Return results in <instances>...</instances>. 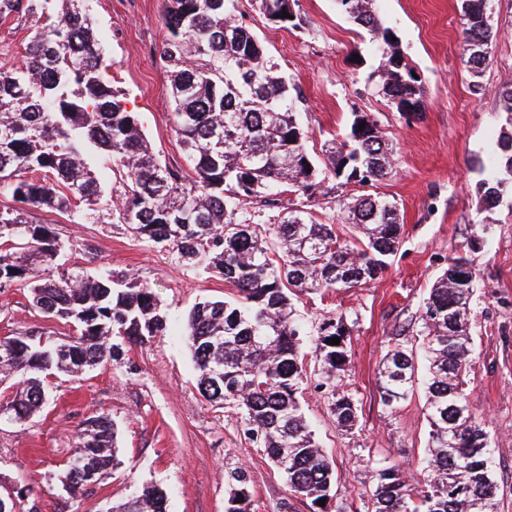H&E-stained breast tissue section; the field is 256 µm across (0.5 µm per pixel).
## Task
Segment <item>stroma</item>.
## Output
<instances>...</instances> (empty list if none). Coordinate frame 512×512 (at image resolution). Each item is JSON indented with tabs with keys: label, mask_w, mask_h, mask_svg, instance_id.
Wrapping results in <instances>:
<instances>
[{
	"label": "stroma",
	"mask_w": 512,
	"mask_h": 512,
	"mask_svg": "<svg viewBox=\"0 0 512 512\" xmlns=\"http://www.w3.org/2000/svg\"><path fill=\"white\" fill-rule=\"evenodd\" d=\"M375 12L398 36L405 60L420 74L425 112L408 123L378 91L371 73L382 50L335 0H295L305 22L282 28L266 21L256 0H240L237 19L263 41L270 60L290 78L307 145L317 162L333 138L350 131L354 113L374 115L393 146V168L374 187L348 184L321 196L317 219L345 226L340 196L380 194L397 201L402 243L390 267L372 283L310 294L295 306L308 325L328 315L357 316L351 365L342 376L357 394L358 422L336 425L320 367L306 361L298 394L314 437L336 471V491L324 512H366L372 461L397 466L423 480L430 426L424 393L416 391L388 415L378 390L381 360L395 336L409 327L450 258L468 254L477 273L469 318L475 362L467 376L471 407L491 437L498 484L497 512H512V185L494 205L484 203L483 182L501 138L512 137V114L499 94L512 87V0H490L495 38L491 59L473 77L464 50L462 0H373ZM95 35L127 107L136 113L160 162L192 170L174 131L170 82L160 56L168 0H90ZM30 21H0V66L19 63L34 35ZM81 244L65 251L61 268L128 272L147 282L169 322L166 335L128 348L121 362L83 374L48 378L43 407L23 423L0 421V491L16 492L15 512H111L156 486L167 512H224L225 470L244 464L251 477L252 512H313L294 493L262 449L245 438L236 410L209 402L183 334L192 307L221 300L232 290L219 277L183 266L177 253L134 240L123 225L73 224L67 215L35 210ZM26 332L68 340L65 321L45 317L26 291L0 292V336ZM103 414L117 427L120 463L89 491L72 494L63 481L86 418Z\"/></svg>",
	"instance_id": "35a3bbf8"
}]
</instances>
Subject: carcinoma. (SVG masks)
<instances>
[{
  "label": "carcinoma",
  "instance_id": "carcinoma-1",
  "mask_svg": "<svg viewBox=\"0 0 512 512\" xmlns=\"http://www.w3.org/2000/svg\"><path fill=\"white\" fill-rule=\"evenodd\" d=\"M387 51L373 72L398 112L420 118L423 86L398 54L393 30L372 0H336ZM462 31L468 63L479 76L489 60V0H464ZM238 0H170L161 58L169 68L175 130L195 172L189 179L150 151L135 113L106 77L86 0H0V20L27 17L37 30L21 67L0 66V191L21 203L0 208V289H28L31 304L66 321L65 342L0 338V375L19 376L0 419L26 421L46 400L44 380L120 361L126 344L161 336L167 319L154 290L127 274L58 270L69 246L54 224L32 219L49 208L96 221L105 189L93 158L112 166L121 202L112 211L136 239L173 249L188 266L217 273L235 291L231 300L194 306L185 323L198 389L210 402L232 405L245 434L264 449L295 493L312 504L334 485L329 460L314 440L296 393L306 373L304 330L292 299L355 288L376 280L401 244L397 206L380 195L341 201L356 234L312 215L328 180L373 184L392 170L380 128H363L353 114L345 140L330 143V164L319 166L298 123L288 80L267 57L257 35L236 19ZM487 201L512 179V137L498 142ZM291 194L266 225L252 217ZM476 294L472 261L461 254L434 282L413 334L396 338L383 355L380 399L391 415L423 385L431 427L427 476L410 483L394 465L371 471V512H495L497 486L489 433L469 405L465 376L472 367L468 316ZM351 318L329 317L311 340L331 413L346 431L357 422L355 393L336 384L351 360ZM338 337L337 345L328 340ZM425 373H420L416 341ZM112 420H85L64 471L81 493L119 464ZM91 463L93 474L76 465ZM225 512H251L248 471H227ZM112 512H166L162 490L149 487Z\"/></svg>",
  "mask_w": 512,
  "mask_h": 512
}]
</instances>
